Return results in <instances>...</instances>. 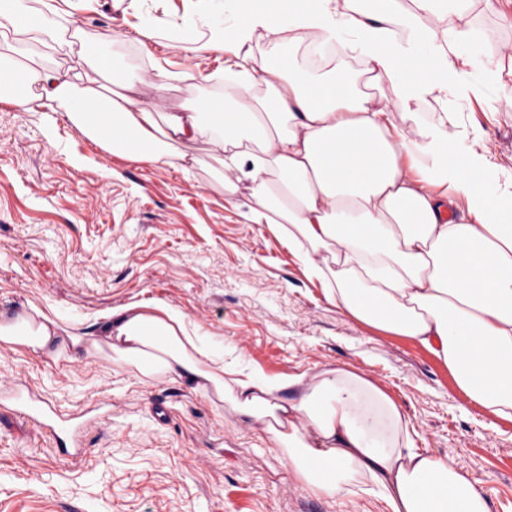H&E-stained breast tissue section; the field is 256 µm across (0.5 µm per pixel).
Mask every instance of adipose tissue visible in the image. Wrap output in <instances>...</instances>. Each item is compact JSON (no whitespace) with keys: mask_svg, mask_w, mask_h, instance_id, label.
Returning a JSON list of instances; mask_svg holds the SVG:
<instances>
[{"mask_svg":"<svg viewBox=\"0 0 512 512\" xmlns=\"http://www.w3.org/2000/svg\"><path fill=\"white\" fill-rule=\"evenodd\" d=\"M278 0L232 24H213L204 49L222 53L225 105L187 103L158 117L132 96L110 100L112 127L88 124L83 72L26 69L15 84L0 70V101L61 106L110 152L168 162L167 146L208 140L231 171L224 190L250 183L261 224L279 215L288 238L316 276L332 274L329 300L355 318L416 339L448 367L470 400L512 416V181L501 182L486 147H459L449 101L478 94L482 61L474 39L475 0ZM55 7L0 0L14 34L58 41ZM279 45L336 46L357 59L320 78L299 71L288 53L254 52L259 39ZM389 85L392 97L368 92ZM273 101L258 111L256 89ZM438 106L425 124L415 107ZM330 261L318 258L319 250ZM0 347L60 358L89 348L143 376L185 378L229 400L243 417L263 419L289 469L314 492L335 496L367 480L391 512H489L486 499L454 464L412 446L400 408L371 381L345 369L317 383L225 378L205 366V345L188 336L181 314L157 304L110 312L90 336L37 306L0 321ZM294 397H287V390Z\"/></svg>","mask_w":512,"mask_h":512,"instance_id":"ef3b65f1","label":"adipose tissue"}]
</instances>
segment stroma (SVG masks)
Returning <instances> with one entry per match:
<instances>
[{"label": "stroma", "mask_w": 512, "mask_h": 512, "mask_svg": "<svg viewBox=\"0 0 512 512\" xmlns=\"http://www.w3.org/2000/svg\"><path fill=\"white\" fill-rule=\"evenodd\" d=\"M196 0H85L78 38L35 55L0 46L15 69L31 60L68 68L104 50L113 68L89 73L99 91L137 73L135 96L157 112L224 100V57L199 50ZM187 32L182 49L133 40L159 23ZM468 51L500 82L455 105L461 147L484 143L512 177V0H479ZM224 168L200 142L186 159L149 165L106 151L64 110L26 111L0 101V319L53 306L98 335L110 310L164 303L179 311L225 365L267 380L344 368L371 379L400 408L413 445L448 458L487 499L512 512V417L473 403L441 359L418 341L362 323L327 298V281L273 224H254L247 181L224 192ZM26 382L69 412L112 396V418L86 436L82 463L58 457L48 433L0 415V512H390L370 485L334 497L289 471L263 424L180 378H145L103 356L53 360L0 349V384ZM167 410L156 419L154 405Z\"/></svg>", "instance_id": "stroma-1"}]
</instances>
